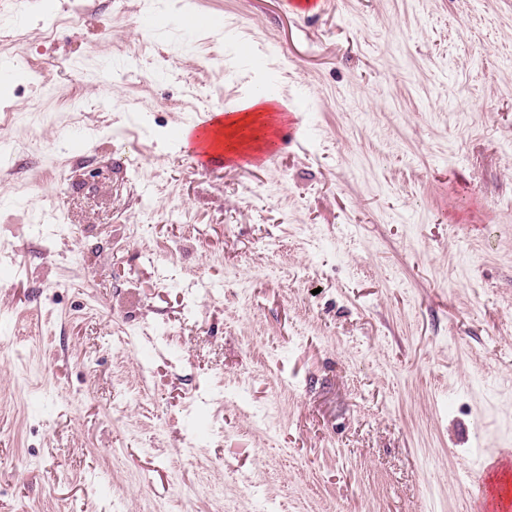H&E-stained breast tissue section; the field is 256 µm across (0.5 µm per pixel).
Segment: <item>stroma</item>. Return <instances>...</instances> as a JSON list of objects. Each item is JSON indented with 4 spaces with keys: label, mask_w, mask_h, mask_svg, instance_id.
<instances>
[{
    "label": "stroma",
    "mask_w": 512,
    "mask_h": 512,
    "mask_svg": "<svg viewBox=\"0 0 512 512\" xmlns=\"http://www.w3.org/2000/svg\"><path fill=\"white\" fill-rule=\"evenodd\" d=\"M0 22V512H469L512 448V0ZM270 80L297 137L198 168L186 120Z\"/></svg>",
    "instance_id": "1"
}]
</instances>
